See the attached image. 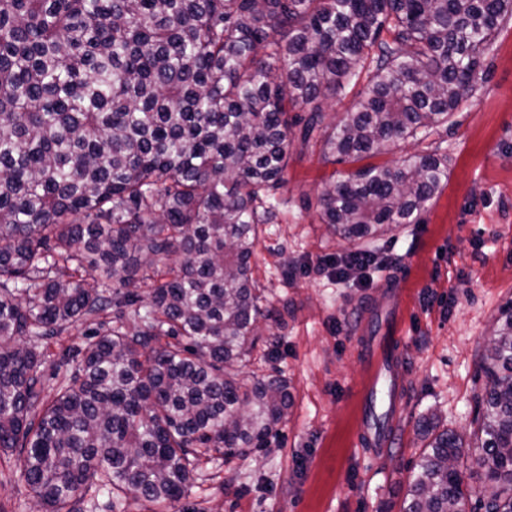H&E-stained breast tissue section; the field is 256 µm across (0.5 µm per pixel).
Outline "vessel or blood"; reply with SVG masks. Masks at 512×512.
Listing matches in <instances>:
<instances>
[{
    "mask_svg": "<svg viewBox=\"0 0 512 512\" xmlns=\"http://www.w3.org/2000/svg\"><path fill=\"white\" fill-rule=\"evenodd\" d=\"M361 351L370 368L361 398L362 434L368 444L377 446L386 441L385 432L376 429L373 423L377 403L383 397L393 404L399 401L401 357L397 349L382 339L364 342Z\"/></svg>",
    "mask_w": 512,
    "mask_h": 512,
    "instance_id": "vessel-or-blood-1",
    "label": "vessel or blood"
}]
</instances>
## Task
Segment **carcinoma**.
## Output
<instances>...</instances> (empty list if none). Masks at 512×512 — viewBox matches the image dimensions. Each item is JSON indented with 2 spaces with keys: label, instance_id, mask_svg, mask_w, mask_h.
Returning a JSON list of instances; mask_svg holds the SVG:
<instances>
[{
  "label": "carcinoma",
  "instance_id": "carcinoma-1",
  "mask_svg": "<svg viewBox=\"0 0 512 512\" xmlns=\"http://www.w3.org/2000/svg\"><path fill=\"white\" fill-rule=\"evenodd\" d=\"M511 17L512 0H0V453L40 508L79 490L172 507L202 458L265 443L288 381L237 366L271 316L251 260L292 129L322 131L332 163L427 137ZM362 77L325 123L318 100ZM447 180L437 152L360 168L324 187L320 218L379 238ZM108 313L44 394L38 342ZM491 342L472 458L480 508L512 512V305ZM418 434L402 512H465L463 438L433 417Z\"/></svg>",
  "mask_w": 512,
  "mask_h": 512
}]
</instances>
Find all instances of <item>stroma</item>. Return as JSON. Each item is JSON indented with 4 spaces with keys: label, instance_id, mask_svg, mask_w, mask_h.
<instances>
[{
    "label": "stroma",
    "instance_id": "35a3bbf8",
    "mask_svg": "<svg viewBox=\"0 0 512 512\" xmlns=\"http://www.w3.org/2000/svg\"><path fill=\"white\" fill-rule=\"evenodd\" d=\"M448 157V180L419 223L372 246L380 264L362 287L337 281L319 261L353 252L323 224L325 184L355 170L330 164L320 146L293 144L271 223L260 225L253 279L272 311L260 324L243 383L281 372L292 404L260 451L201 463L179 512H400L424 443L421 415L434 412L468 436L482 412L481 370L501 308L512 302V19L502 22L472 90L448 123L422 142L371 157L400 164L417 152ZM402 310L388 318L383 282L401 266ZM396 337L404 362L403 400L392 443L357 439L367 367L358 340ZM19 460L0 465V512H34ZM71 512H161L130 492L113 499L77 492Z\"/></svg>",
    "mask_w": 512,
    "mask_h": 512
}]
</instances>
